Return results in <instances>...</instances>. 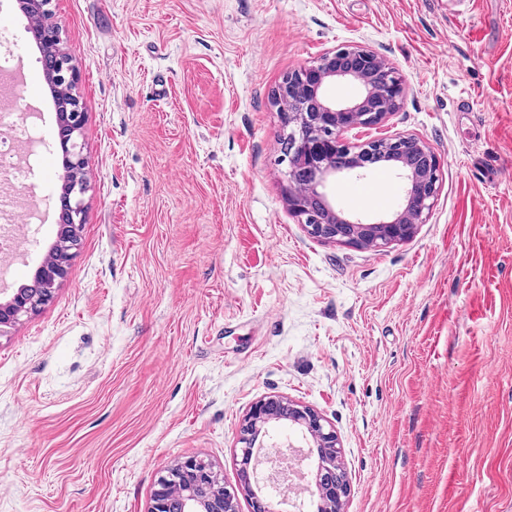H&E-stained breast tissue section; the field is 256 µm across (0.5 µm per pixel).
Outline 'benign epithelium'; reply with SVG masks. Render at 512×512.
Wrapping results in <instances>:
<instances>
[{
  "mask_svg": "<svg viewBox=\"0 0 512 512\" xmlns=\"http://www.w3.org/2000/svg\"><path fill=\"white\" fill-rule=\"evenodd\" d=\"M349 52L354 58L347 65L338 59L339 50L331 51L313 64L288 75L275 92L280 111L288 117L289 185L288 207L301 218L308 233L314 237L340 241L362 248L383 247L413 236L417 226L423 223L424 213L429 210L439 188L440 161L423 140L413 134L396 135L369 141L359 150L345 157L346 164H336V151L346 148L343 133L357 128H367L383 123L396 111L404 97L402 82L393 76L392 68L374 52L353 47ZM343 80L359 88V96L350 104L337 103L323 94L326 83ZM392 155L391 161L401 169L399 177L404 182V196L400 208L388 217H362L345 213L340 203L330 196L329 190L336 181L348 175L361 176L362 158L372 150ZM70 163L80 174L86 173V163L81 145L75 140L68 147ZM297 167L311 171V177L298 182L293 177ZM65 266H43L44 296L47 301L62 278ZM39 309L36 301L12 291L4 294L0 289V333L20 317ZM276 416V402H257L251 412L241 440L242 460L258 467L261 459L273 456L268 448H246L249 432L262 430ZM288 422L304 440L316 448H323L318 474L336 468L338 439L335 431L325 427L323 418L314 410L288 404ZM183 495V512H235L234 498H224L215 493L201 497L199 487L204 481L213 480V472L200 470V460L187 457L178 462ZM319 498L326 503L328 512H341L342 498L348 491V481L340 479L325 485L316 481ZM173 490L167 481L157 482L150 497L148 512H166L167 502Z\"/></svg>",
  "mask_w": 512,
  "mask_h": 512,
  "instance_id": "obj_1",
  "label": "benign epithelium"
}]
</instances>
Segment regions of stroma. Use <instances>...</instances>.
I'll list each match as a JSON object with an SVG mask.
<instances>
[{"label":"stroma","mask_w":512,"mask_h":512,"mask_svg":"<svg viewBox=\"0 0 512 512\" xmlns=\"http://www.w3.org/2000/svg\"><path fill=\"white\" fill-rule=\"evenodd\" d=\"M77 69L85 223L51 301L0 334V512H147L194 456L239 491L261 399L339 440L345 512H512V6L474 0H51ZM405 87L384 123L440 159L414 236L357 248L289 210L273 91L339 47ZM34 45L17 113L43 108L36 201L61 149ZM393 167L336 184L382 216Z\"/></svg>","instance_id":"stroma-1"}]
</instances>
